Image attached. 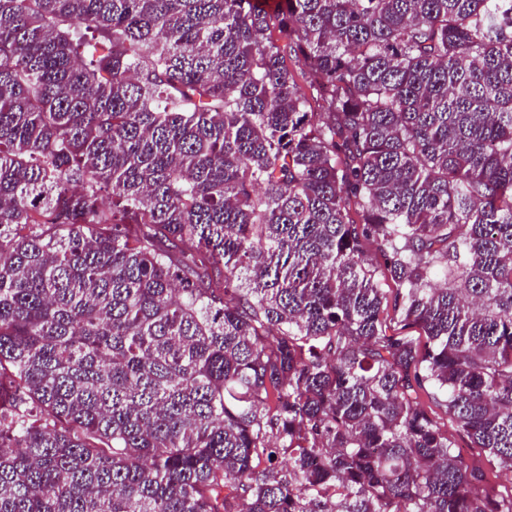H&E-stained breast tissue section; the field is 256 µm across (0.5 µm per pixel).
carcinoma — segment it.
<instances>
[{
  "label": "carcinoma",
  "mask_w": 512,
  "mask_h": 512,
  "mask_svg": "<svg viewBox=\"0 0 512 512\" xmlns=\"http://www.w3.org/2000/svg\"><path fill=\"white\" fill-rule=\"evenodd\" d=\"M281 2L0 0V512H512V0ZM439 417H441L439 421L445 424V428L448 426V433L453 436L457 444L458 451L466 463L475 464L489 473L499 472V464L496 460L484 455L479 448H471L469 440L459 436L450 421H448L447 424L446 418L443 415L440 414Z\"/></svg>",
  "instance_id": "1"
}]
</instances>
